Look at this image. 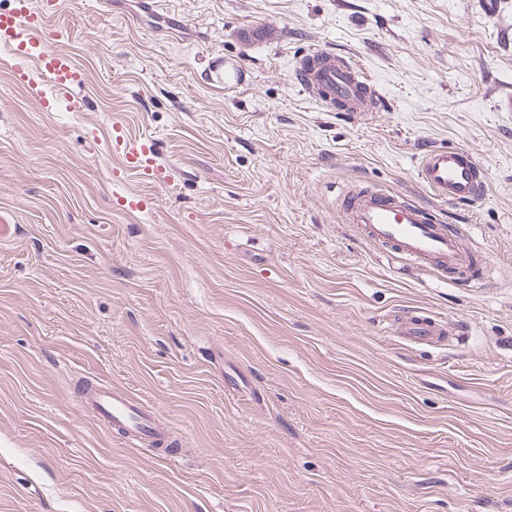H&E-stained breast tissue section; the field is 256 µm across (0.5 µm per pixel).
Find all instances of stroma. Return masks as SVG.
<instances>
[{
    "label": "stroma",
    "mask_w": 512,
    "mask_h": 512,
    "mask_svg": "<svg viewBox=\"0 0 512 512\" xmlns=\"http://www.w3.org/2000/svg\"><path fill=\"white\" fill-rule=\"evenodd\" d=\"M34 5L83 80L45 111L0 48V512H512V0ZM316 49L382 111H325L293 78ZM431 146L469 151L486 199L435 200ZM358 187L465 225L482 275L367 242ZM410 312L449 336L405 342ZM86 381L156 409L168 450L79 409ZM111 149L128 168L135 170L139 175L159 184L165 181L163 173L150 163L149 149L146 144L131 138L121 126H117L115 129Z\"/></svg>",
    "instance_id": "1"
}]
</instances>
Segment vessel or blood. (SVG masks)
<instances>
[{
  "mask_svg": "<svg viewBox=\"0 0 512 512\" xmlns=\"http://www.w3.org/2000/svg\"><path fill=\"white\" fill-rule=\"evenodd\" d=\"M46 22V14L34 8L32 0H13L11 9L0 10V46L23 62L33 63L56 94L65 97L82 73L70 55L41 44ZM310 57L316 60V68H298L294 78L315 100L344 112L373 111L376 91L355 63L326 50L313 51ZM111 149L139 175L164 182L163 173L149 161L146 144L123 129H116ZM418 176L424 187L443 202L476 203L489 191L483 165L460 148L427 149ZM343 208L347 223L394 256L443 279L451 273L472 279L476 268L473 252L463 246L461 231L449 229L437 212L382 189L347 191ZM395 332L407 342L431 345L442 341L448 330L432 317L408 314L398 319ZM82 402L100 421L122 434L130 446L164 437L155 411L135 402L121 389L91 386L84 389Z\"/></svg>",
  "mask_w": 512,
  "mask_h": 512,
  "instance_id": "obj_1",
  "label": "vessel or blood"
}]
</instances>
